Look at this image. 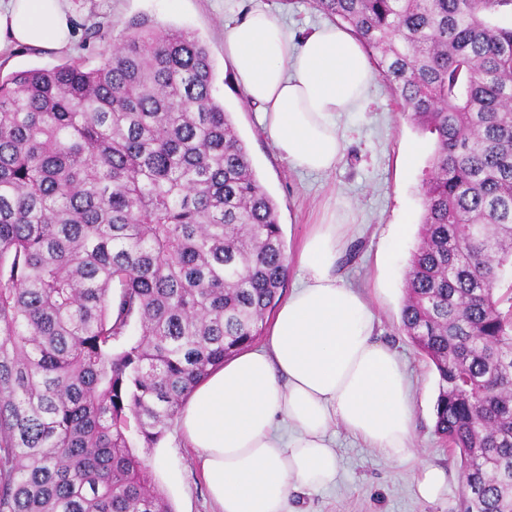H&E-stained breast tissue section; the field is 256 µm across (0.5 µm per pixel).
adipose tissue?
Returning a JSON list of instances; mask_svg holds the SVG:
<instances>
[{
	"label": "adipose tissue",
	"instance_id": "ef3b65f1",
	"mask_svg": "<svg viewBox=\"0 0 512 512\" xmlns=\"http://www.w3.org/2000/svg\"><path fill=\"white\" fill-rule=\"evenodd\" d=\"M72 33L68 0H0V51L62 50ZM224 50L283 158L309 173L335 168L345 149L336 119L362 111L374 81L359 42L331 23L295 37L257 7L227 26ZM341 248L338 223L313 225L264 348L215 368L178 415L217 512H298L296 494L338 479L339 426L387 460L414 455L413 385L376 339L370 302L337 276Z\"/></svg>",
	"mask_w": 512,
	"mask_h": 512
}]
</instances>
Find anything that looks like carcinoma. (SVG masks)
<instances>
[{
  "mask_svg": "<svg viewBox=\"0 0 512 512\" xmlns=\"http://www.w3.org/2000/svg\"><path fill=\"white\" fill-rule=\"evenodd\" d=\"M434 136L401 329L463 512H512V0H309ZM207 48L141 24L0 78V512H171L135 452L251 346L288 262Z\"/></svg>",
  "mask_w": 512,
  "mask_h": 512,
  "instance_id": "cac0c4a2",
  "label": "carcinoma"
}]
</instances>
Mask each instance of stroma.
<instances>
[{"label": "stroma", "instance_id": "1", "mask_svg": "<svg viewBox=\"0 0 512 512\" xmlns=\"http://www.w3.org/2000/svg\"><path fill=\"white\" fill-rule=\"evenodd\" d=\"M276 11L295 31L325 22L306 0H68L74 16L73 38L63 50L17 49L0 54V76L31 68L51 69L75 58L97 67L113 37L131 21L187 30L207 47L216 71L217 98L223 102L246 144L257 177L275 200L286 254H293L311 224L333 212L345 232L346 249L356 256L337 275L369 295L377 316L375 334L402 356L415 390L413 460L384 459L376 450L337 429L341 459L336 486L309 490L300 497L303 512H461L459 464L434 432L438 377L431 362L400 331L403 283L417 244L423 212L421 185L434 148L432 135L420 131L403 112L393 92L375 81L363 111L338 120L346 137L344 155L325 175H306L282 159L272 138L258 121V109L233 78L224 53V20L243 16L257 4ZM420 153L413 167L403 158L412 146ZM389 263H379L381 253ZM139 454L151 466L154 482L167 496L173 512H214L196 466L176 426H169L153 448ZM444 471L440 497L423 500L417 493L420 466Z\"/></svg>", "mask_w": 512, "mask_h": 512}]
</instances>
